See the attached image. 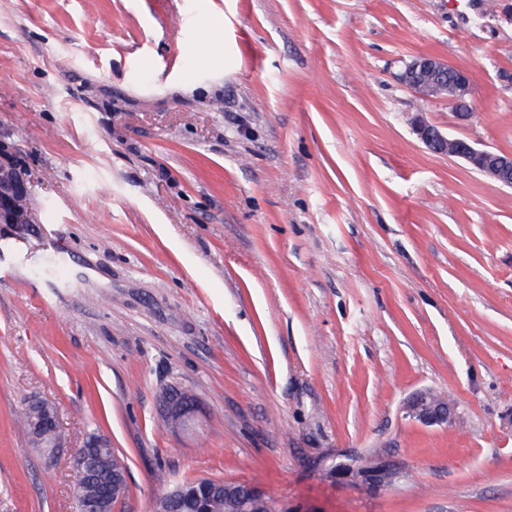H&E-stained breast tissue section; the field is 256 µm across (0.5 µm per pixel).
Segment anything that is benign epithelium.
<instances>
[{
	"mask_svg": "<svg viewBox=\"0 0 512 512\" xmlns=\"http://www.w3.org/2000/svg\"><path fill=\"white\" fill-rule=\"evenodd\" d=\"M423 68L435 74L452 69L454 78L448 84V94H442L435 85L421 81L415 77L418 69ZM399 80L418 97L422 99L445 98L458 108V115L467 118L471 96V75L459 66L435 56H428L426 60L413 66H408L399 75ZM414 132L418 138L431 151L464 159L473 170L482 174L492 182L512 187V154L502 153L489 149H478L465 140L452 138L441 133L434 126L427 123L423 117L416 115L412 118ZM0 171L4 173L0 180V219L10 224H25L27 216L12 207L13 196L26 192L22 177L17 173L12 163L0 164ZM164 418L177 430H185L192 424L197 413L195 397L187 391L173 397L168 395L160 404ZM407 417L424 425H448L454 419V407L447 399L434 395L429 390L419 391L410 396L404 403ZM112 446V441L105 435L93 436L84 442L83 446L74 452L73 469L75 483L73 498L83 503L85 509L98 506V503L84 496L86 464L99 448ZM112 470L115 477L112 479V488L107 492L109 501L119 502L129 492L128 476L125 464L120 457H115ZM243 509L245 512H276L274 503L266 489L260 484H248L243 491Z\"/></svg>",
	"mask_w": 512,
	"mask_h": 512,
	"instance_id": "1",
	"label": "benign epithelium"
}]
</instances>
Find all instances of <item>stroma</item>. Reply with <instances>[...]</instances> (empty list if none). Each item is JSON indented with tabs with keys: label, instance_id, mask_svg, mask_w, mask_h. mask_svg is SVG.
<instances>
[{
	"label": "stroma",
	"instance_id": "stroma-1",
	"mask_svg": "<svg viewBox=\"0 0 512 512\" xmlns=\"http://www.w3.org/2000/svg\"><path fill=\"white\" fill-rule=\"evenodd\" d=\"M467 69L473 114L405 62ZM512 153V0H0V512H75L111 437L158 475L258 482L278 512H512V189L411 118ZM174 385L197 429L158 406ZM455 405L427 426L403 405ZM38 396L53 463L13 417ZM379 454L381 490L350 466ZM426 60L418 62L415 66H407L399 75V80L418 97L422 99H447L448 103L453 104L459 110L458 115L461 118H468L471 115L469 112L471 96V75L470 73L459 66H456L448 60L443 58L422 55ZM419 68L430 70L436 75L443 71L452 69L455 72L454 78L448 84V94L443 95L435 87V83L431 84L426 81H420L415 77ZM4 158H7L9 162L7 164H0V171L4 173L2 188H0V219L9 224H24L27 223L26 214L15 210L12 207L11 199L15 195L26 193V186L22 177L13 167L11 160L6 155ZM407 417L424 425H448L454 419V407L447 399L429 390L416 392L404 403ZM92 435L98 436L87 438L82 448H77L73 456V469L75 472L73 498L74 500L79 499L87 511L92 507H97L100 503L91 501L84 496L86 464L89 463L98 448H108L112 446V441L108 436L99 434Z\"/></svg>",
	"mask_w": 512,
	"mask_h": 512
}]
</instances>
